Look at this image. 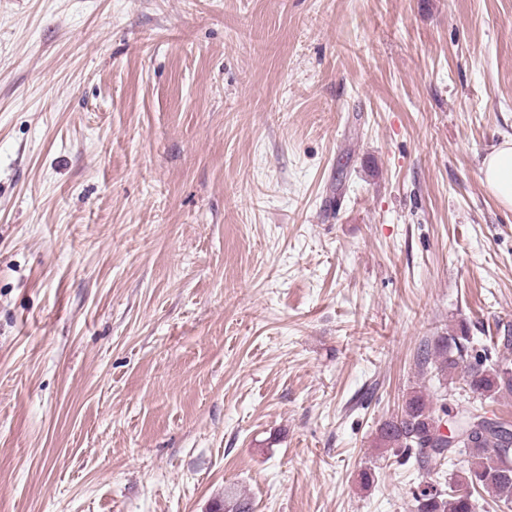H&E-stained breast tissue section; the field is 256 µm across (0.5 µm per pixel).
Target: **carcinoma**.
<instances>
[{
  "instance_id": "cac0c4a2",
  "label": "carcinoma",
  "mask_w": 512,
  "mask_h": 512,
  "mask_svg": "<svg viewBox=\"0 0 512 512\" xmlns=\"http://www.w3.org/2000/svg\"><path fill=\"white\" fill-rule=\"evenodd\" d=\"M473 337L460 324L435 339L423 351L424 363L437 379L439 388L459 389L480 408L512 397V335L497 337L492 350L469 355ZM449 416L443 393L428 389L410 392L401 412L377 429L374 447L394 455L416 450L418 468L430 472L449 461L455 462L448 485L436 493L413 492L416 512H476L477 496L486 492L506 507L512 506V421L488 418L483 432L448 448V440L433 439L431 429ZM218 512H250L249 503L234 489L224 490Z\"/></svg>"
}]
</instances>
